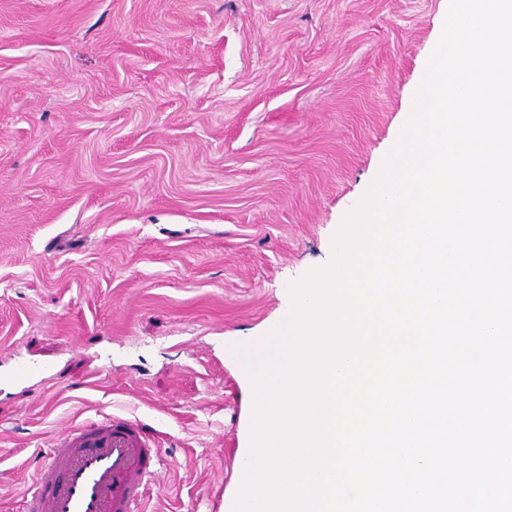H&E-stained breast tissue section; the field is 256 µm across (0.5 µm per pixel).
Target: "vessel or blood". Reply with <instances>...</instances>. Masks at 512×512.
Listing matches in <instances>:
<instances>
[{"instance_id": "vessel-or-blood-1", "label": "vessel or blood", "mask_w": 512, "mask_h": 512, "mask_svg": "<svg viewBox=\"0 0 512 512\" xmlns=\"http://www.w3.org/2000/svg\"><path fill=\"white\" fill-rule=\"evenodd\" d=\"M53 365L16 361L0 384L55 378ZM159 449L139 420L115 416L60 435L47 449L19 512H139Z\"/></svg>"}]
</instances>
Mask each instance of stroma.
<instances>
[{
	"instance_id": "35a3bbf8",
	"label": "stroma",
	"mask_w": 512,
	"mask_h": 512,
	"mask_svg": "<svg viewBox=\"0 0 512 512\" xmlns=\"http://www.w3.org/2000/svg\"><path fill=\"white\" fill-rule=\"evenodd\" d=\"M444 0H0V512L65 429L162 434L146 512H230L240 358L328 265ZM58 374L51 364L17 360L7 373H0V383L5 386L30 388L34 381L51 380Z\"/></svg>"
}]
</instances>
